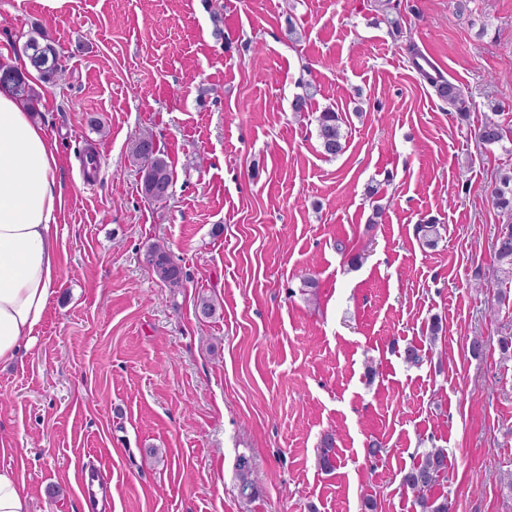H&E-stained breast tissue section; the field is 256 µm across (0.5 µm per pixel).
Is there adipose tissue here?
<instances>
[{
    "label": "adipose tissue",
    "instance_id": "1",
    "mask_svg": "<svg viewBox=\"0 0 512 512\" xmlns=\"http://www.w3.org/2000/svg\"><path fill=\"white\" fill-rule=\"evenodd\" d=\"M57 146L0 91V363L15 361L61 280L55 226L62 196Z\"/></svg>",
    "mask_w": 512,
    "mask_h": 512
}]
</instances>
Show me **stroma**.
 Wrapping results in <instances>:
<instances>
[{
	"mask_svg": "<svg viewBox=\"0 0 512 512\" xmlns=\"http://www.w3.org/2000/svg\"><path fill=\"white\" fill-rule=\"evenodd\" d=\"M31 37L65 66L34 86L60 157L61 283L0 367V467L32 512H82L77 472L97 463L112 512H361L367 495L376 512H420L401 478L433 446L453 512H512L496 478L512 470L498 344L512 319L493 316L489 288L512 150L474 140L486 116L512 125V0H0V50L22 58ZM414 48L461 86L463 111ZM328 107L347 134L335 158L317 136ZM143 134L173 169L164 203L129 162ZM430 218L432 248L414 233ZM156 242L184 288L144 265ZM409 342L419 365L401 357ZM241 454L261 476L249 501ZM421 56L420 53H414L412 56V65L416 71L422 76L424 80L434 89L436 95L449 106L457 107L458 104H463V91L460 86L446 79L442 74L438 76L424 71L417 63V58ZM238 494L242 499L251 500L258 493L259 473L251 456L241 454L235 463Z\"/></svg>",
	"mask_w": 512,
	"mask_h": 512,
	"instance_id": "stroma-1",
	"label": "stroma"
}]
</instances>
